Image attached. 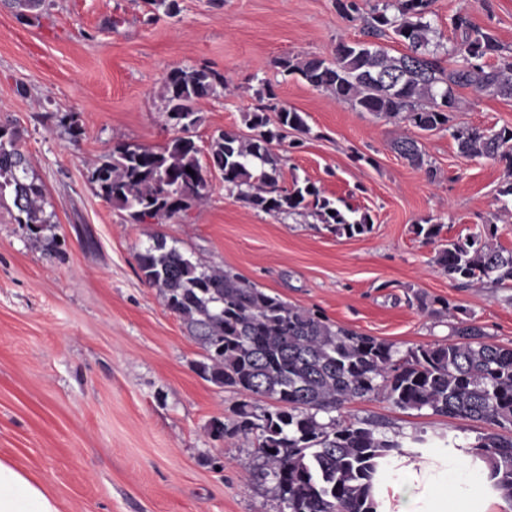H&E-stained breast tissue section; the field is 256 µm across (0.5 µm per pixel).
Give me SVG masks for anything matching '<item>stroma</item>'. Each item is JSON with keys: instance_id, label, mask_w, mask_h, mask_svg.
I'll list each match as a JSON object with an SVG mask.
<instances>
[{"instance_id": "35a3bbf8", "label": "stroma", "mask_w": 512, "mask_h": 512, "mask_svg": "<svg viewBox=\"0 0 512 512\" xmlns=\"http://www.w3.org/2000/svg\"><path fill=\"white\" fill-rule=\"evenodd\" d=\"M357 2L347 17L336 0H178L169 16L145 0H51L23 17L0 0V124L20 131L53 214L37 238L16 223L11 198L0 200V457L40 480L62 512H286L274 480L258 475L254 434L210 432L213 420L232 424L244 400L195 371L200 346L141 279L136 254L154 236L402 352L451 340L447 318L422 311L420 295L461 306L489 342L512 347V288L449 280L435 263L439 243L414 232L433 217L439 242L488 231L512 249V207L498 195L505 162L465 158L448 131L374 117L277 64L330 59L339 42L363 40L377 0ZM459 11L512 52V0H434L441 49L455 39ZM184 66L224 75V89L195 105L201 149L217 131L246 132L257 90L272 87L277 106L309 126L272 144L282 183H316L336 204L370 214L371 231L349 238L307 215L271 217L217 174L207 200L180 216L126 221L92 189L88 165L116 141L154 146L173 136L162 87ZM456 96L453 124L512 126V99L470 88ZM72 112L84 129L75 145L57 124ZM405 134L422 143L435 177L395 152ZM344 416L397 439L426 430L428 466L446 440L466 447L482 430L379 399Z\"/></svg>"}]
</instances>
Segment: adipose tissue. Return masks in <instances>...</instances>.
<instances>
[{
  "label": "adipose tissue",
  "instance_id": "adipose-tissue-1",
  "mask_svg": "<svg viewBox=\"0 0 512 512\" xmlns=\"http://www.w3.org/2000/svg\"><path fill=\"white\" fill-rule=\"evenodd\" d=\"M487 470L462 461L433 474L421 462L404 459L385 482V512H489L499 494L491 493ZM0 512H61L58 500L35 477L0 458Z\"/></svg>",
  "mask_w": 512,
  "mask_h": 512
}]
</instances>
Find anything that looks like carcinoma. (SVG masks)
I'll use <instances>...</instances> for the list:
<instances>
[{
    "instance_id": "1",
    "label": "carcinoma",
    "mask_w": 512,
    "mask_h": 512,
    "mask_svg": "<svg viewBox=\"0 0 512 512\" xmlns=\"http://www.w3.org/2000/svg\"><path fill=\"white\" fill-rule=\"evenodd\" d=\"M434 0H394L373 9L367 35H395L408 52L392 56L372 42H340L331 60L292 56L279 61L316 89L330 91L363 112L398 120L421 131L447 130L466 158L504 161L508 179L499 196L512 198V128L498 130L449 125L457 109L456 90L474 88L512 98V55H503L495 37L472 24L462 11L451 18L458 35L442 65L428 16ZM497 56L484 69L479 60ZM224 87V74L212 69L177 67L165 79L162 114L176 135L160 146L119 141L89 171V182L134 223L173 219L209 193L207 172H217L224 188L250 207L278 218L309 214L339 236L372 229L368 213L340 208L313 183L279 184L281 157L271 143L282 130L309 131L295 110H278L269 128L267 106L244 116L252 131L222 130L212 137L201 160L193 133L201 122L195 103ZM396 153L434 175L419 142L401 136ZM191 168L194 174L186 172ZM11 195L16 222L40 237L52 215L43 185L30 175L18 134L0 126V199ZM441 225L433 218L416 234L436 241ZM145 282L159 290L168 310L186 325L203 348L195 367L218 387L272 401L257 414L243 403L232 428L211 425L219 437L228 430L254 433L264 475L275 481L288 512H376L374 488L383 467L403 454V442L388 439L360 421L331 416L347 405L383 399L396 408L453 417L486 425L468 447L495 480L493 487L512 501V348L486 341L487 332L456 316L458 306L416 296L420 308L451 319L448 344L419 346L399 354L394 345L335 325L310 309L291 305L224 270L207 268L179 247L156 236L136 255ZM436 264L462 285H512V250L480 234L450 240L436 252ZM329 416L326 423L319 414Z\"/></svg>"
}]
</instances>
